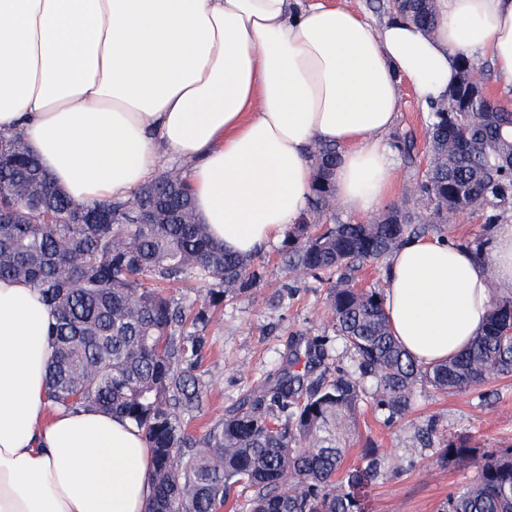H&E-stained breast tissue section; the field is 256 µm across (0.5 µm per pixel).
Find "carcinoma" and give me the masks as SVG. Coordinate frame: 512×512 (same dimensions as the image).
<instances>
[{
	"instance_id": "carcinoma-1",
	"label": "carcinoma",
	"mask_w": 512,
	"mask_h": 512,
	"mask_svg": "<svg viewBox=\"0 0 512 512\" xmlns=\"http://www.w3.org/2000/svg\"><path fill=\"white\" fill-rule=\"evenodd\" d=\"M382 8L434 31V0H383ZM473 67L461 56L448 97L427 103L430 163L409 188L413 207H391L367 224L336 221L330 177L338 151L311 149L308 210L289 228L282 258L293 271L336 276L331 331L352 365L330 378L316 374L325 339L300 338L258 390L199 438L189 423L212 386L202 369L207 327L225 299L261 282L254 257L211 238L177 165L127 199L81 204L52 183L23 131L0 134V278L28 283L53 311L47 400L136 425L153 453L150 512H219L234 489L247 493L245 512H363L352 487L377 476L373 450L365 466L339 471L365 399L392 418L407 413L418 383L459 392L512 374V299L493 303L463 352L422 366L392 335L384 285L352 284L357 266L384 261L451 213L480 210L490 226L512 211V109L471 84ZM186 282L207 288L205 298L166 292ZM366 378L375 381L369 395ZM438 461L476 468L442 512H512V446L480 454L469 439L450 438Z\"/></svg>"
}]
</instances>
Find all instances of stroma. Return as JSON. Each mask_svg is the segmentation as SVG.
Returning a JSON list of instances; mask_svg holds the SVG:
<instances>
[{"mask_svg": "<svg viewBox=\"0 0 512 512\" xmlns=\"http://www.w3.org/2000/svg\"><path fill=\"white\" fill-rule=\"evenodd\" d=\"M406 133L414 139L415 162L410 165L395 156V186L385 202L389 208L406 204L412 178L430 158L427 107L405 83L400 113L386 140L394 142ZM255 262L262 268V281L248 294L225 302L208 327L203 367L213 387L204 415L190 426L194 435H203L247 389L278 366L297 336L329 337L327 367L350 364L341 342L330 336L328 283L284 269L276 243L261 248ZM430 423L435 434L432 446L426 447L419 433ZM451 437L471 439L483 449L512 446V375L462 393L417 387L409 411L392 420L364 405L345 464L362 465L369 448L383 456V469L367 493L369 512H440L448 495L475 476L471 464L438 463L437 446Z\"/></svg>", "mask_w": 512, "mask_h": 512, "instance_id": "stroma-1", "label": "stroma"}]
</instances>
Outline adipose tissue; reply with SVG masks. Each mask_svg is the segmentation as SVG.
Wrapping results in <instances>:
<instances>
[{"label": "adipose tissue", "mask_w": 512, "mask_h": 512, "mask_svg": "<svg viewBox=\"0 0 512 512\" xmlns=\"http://www.w3.org/2000/svg\"><path fill=\"white\" fill-rule=\"evenodd\" d=\"M425 32L315 0H0V133L73 200L130 197L174 156L226 251L281 241L310 194V148L336 145L337 205L376 211L395 168L385 142L400 84L446 98L460 54L512 86V0H437ZM512 293V224L485 255L416 237L389 258L385 308L419 364L465 350L495 294ZM51 309L0 280V512H149L152 451L98 409L51 408Z\"/></svg>", "instance_id": "adipose-tissue-1"}]
</instances>
